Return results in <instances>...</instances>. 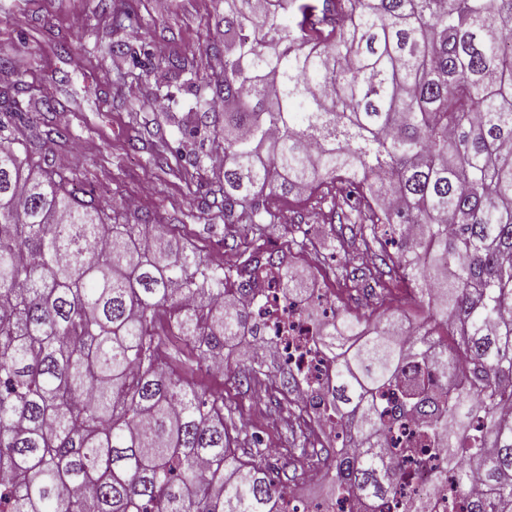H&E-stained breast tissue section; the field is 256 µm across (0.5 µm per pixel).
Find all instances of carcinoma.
<instances>
[{
	"label": "carcinoma",
	"instance_id": "1",
	"mask_svg": "<svg viewBox=\"0 0 512 512\" xmlns=\"http://www.w3.org/2000/svg\"><path fill=\"white\" fill-rule=\"evenodd\" d=\"M215 58L224 224L259 234L274 193L313 195L429 323L308 313L334 426L360 447L300 457L377 512L423 450L466 512H512V0H224ZM21 92L0 84V105L30 128ZM38 146L0 143V512H287L265 449L236 447L194 375L252 332L235 295L271 274L301 292L290 263L214 264L171 224H109L65 170L30 164ZM239 358L245 384L270 376ZM442 508L428 490L406 512Z\"/></svg>",
	"mask_w": 512,
	"mask_h": 512
}]
</instances>
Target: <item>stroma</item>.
Masks as SVG:
<instances>
[{
  "instance_id": "1",
  "label": "stroma",
  "mask_w": 512,
  "mask_h": 512,
  "mask_svg": "<svg viewBox=\"0 0 512 512\" xmlns=\"http://www.w3.org/2000/svg\"><path fill=\"white\" fill-rule=\"evenodd\" d=\"M133 20L116 25L118 0H0V58L19 62L26 91L20 102L39 99L33 113L40 131H68V140H46L34 163L52 157L73 170L86 190L102 203L127 207L129 219H162L199 254L221 255L234 264L239 242L253 249L282 252L306 275L321 274L337 311L363 320L378 309L407 310L414 300L399 274L382 275L383 287L363 291L337 276L348 262L344 250L320 248L324 225L300 232L297 216H311L314 201L304 195L277 193L269 205L280 221L262 236L241 238L225 225L222 192L209 158L213 136L223 130L221 114L202 115L200 102L213 94L211 70L216 23L224 0H125ZM138 50V58L112 54L114 45ZM169 58L189 56L195 69L174 74L157 67L155 45ZM193 175H186L189 162ZM222 377L196 375V382L224 396L235 423L246 426L238 445L271 443L269 469H277L292 446V434L304 427L311 447L322 439L314 425H303L293 405L278 393L281 373L253 386L241 383L236 356L225 359Z\"/></svg>"
}]
</instances>
